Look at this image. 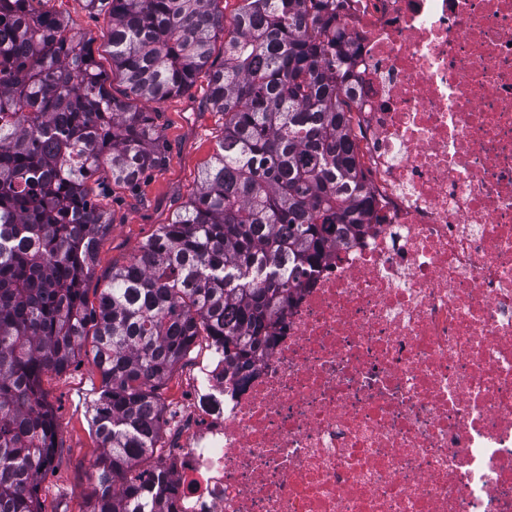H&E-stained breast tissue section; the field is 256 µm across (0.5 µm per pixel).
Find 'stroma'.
Instances as JSON below:
<instances>
[{
	"instance_id": "1",
	"label": "stroma",
	"mask_w": 512,
	"mask_h": 512,
	"mask_svg": "<svg viewBox=\"0 0 512 512\" xmlns=\"http://www.w3.org/2000/svg\"><path fill=\"white\" fill-rule=\"evenodd\" d=\"M34 10H53L92 40L96 60L111 70L110 27L105 15L89 12L84 0H32ZM163 156L159 167L147 170L137 186H109L113 225L100 240L94 273L84 286L90 305H97L113 267L127 264L140 245L169 223L197 186L201 169L214 152L224 128L221 113L209 102L207 75H199L185 94L150 106ZM42 389L59 423L53 468L39 487L45 512H86L91 465L100 453L91 425L92 401L101 377L89 349H82L65 373L43 377Z\"/></svg>"
}]
</instances>
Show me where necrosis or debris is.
Listing matches in <instances>:
<instances>
[{"instance_id": "4bbe7bcc", "label": "necrosis or debris", "mask_w": 512, "mask_h": 512, "mask_svg": "<svg viewBox=\"0 0 512 512\" xmlns=\"http://www.w3.org/2000/svg\"><path fill=\"white\" fill-rule=\"evenodd\" d=\"M375 219L246 377L195 373L177 512H512V0H343Z\"/></svg>"}]
</instances>
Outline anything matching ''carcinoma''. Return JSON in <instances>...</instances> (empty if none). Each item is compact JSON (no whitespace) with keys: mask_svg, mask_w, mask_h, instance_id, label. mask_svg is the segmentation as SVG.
<instances>
[{"mask_svg":"<svg viewBox=\"0 0 512 512\" xmlns=\"http://www.w3.org/2000/svg\"><path fill=\"white\" fill-rule=\"evenodd\" d=\"M108 17L112 75L90 38L30 0H0V512H43L38 489L57 447L41 387L72 365L88 332L101 387V448L87 512H176L158 390L205 339L224 372L249 368L275 340L333 234L371 223L347 88L355 65L336 24L341 0H240L224 62L219 0H84ZM209 76L224 115L196 191L126 265L98 306L84 278L112 212L87 183L135 184L160 165L143 106ZM127 99L110 92L109 77Z\"/></svg>","mask_w":512,"mask_h":512,"instance_id":"cac0c4a2","label":"carcinoma"}]
</instances>
